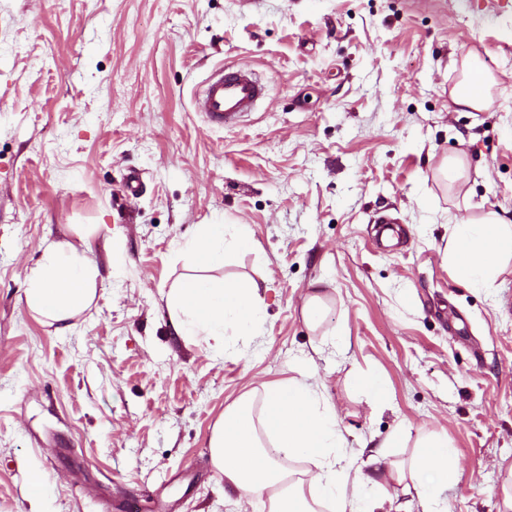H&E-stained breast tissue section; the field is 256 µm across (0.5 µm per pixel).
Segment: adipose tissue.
<instances>
[{
	"mask_svg": "<svg viewBox=\"0 0 512 512\" xmlns=\"http://www.w3.org/2000/svg\"><path fill=\"white\" fill-rule=\"evenodd\" d=\"M490 82L483 64L470 57L464 80L452 91L455 105L484 108ZM252 247L251 234L243 224H203L184 243V251L205 272L185 277L167 294L178 335L207 337L219 349L227 331L255 335L262 322L259 283L227 282L209 275L210 270L223 267L229 253ZM505 257H512V218L491 212L455 224L448 259L458 278L471 287H487ZM98 274L87 244H50L26 277V305L41 317L67 321L90 306ZM342 446L335 409L320 406L312 383L293 379L266 386L261 402L247 394L228 406L213 429L210 455L213 467L224 477L225 494L244 498L271 491L272 512H315L304 494L302 479L286 466L290 459L315 466L310 483L331 501L333 512H373L363 504L360 490L384 491L390 483L407 480L424 512H446L441 494L454 470V450L447 439L436 434L422 437L406 466L394 462L382 444L373 447L357 466L342 454Z\"/></svg>",
	"mask_w": 512,
	"mask_h": 512,
	"instance_id": "adipose-tissue-1",
	"label": "adipose tissue"
}]
</instances>
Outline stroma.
<instances>
[{"label":"stroma","mask_w":512,"mask_h":512,"mask_svg":"<svg viewBox=\"0 0 512 512\" xmlns=\"http://www.w3.org/2000/svg\"><path fill=\"white\" fill-rule=\"evenodd\" d=\"M472 53L495 84L462 111ZM225 63L268 96L212 128L192 100ZM502 207L512 18L478 0H0V512H269L264 492L225 498L210 438L243 394L305 375L348 457L447 437V512H512V259L472 288L445 257L457 221ZM387 214L405 246L380 236ZM202 224L248 225L257 254L219 274L267 285L259 335L222 352L177 336L166 302ZM82 240L96 293L62 330L28 309L26 275Z\"/></svg>","instance_id":"obj_1"}]
</instances>
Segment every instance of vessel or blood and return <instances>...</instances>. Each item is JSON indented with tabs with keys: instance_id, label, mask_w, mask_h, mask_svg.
I'll use <instances>...</instances> for the list:
<instances>
[{
	"instance_id": "obj_1",
	"label": "vessel or blood",
	"mask_w": 512,
	"mask_h": 512,
	"mask_svg": "<svg viewBox=\"0 0 512 512\" xmlns=\"http://www.w3.org/2000/svg\"><path fill=\"white\" fill-rule=\"evenodd\" d=\"M265 87L256 72L240 64H228L208 79L193 100L194 110L210 125L229 127L254 112Z\"/></svg>"
}]
</instances>
